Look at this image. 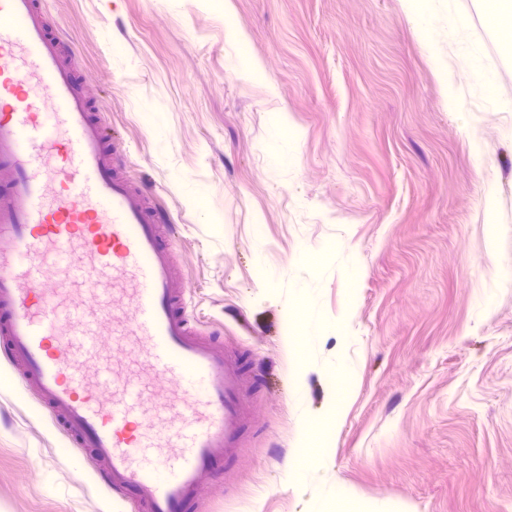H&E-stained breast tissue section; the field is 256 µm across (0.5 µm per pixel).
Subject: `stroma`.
I'll return each mask as SVG.
<instances>
[{"label": "stroma", "mask_w": 512, "mask_h": 512, "mask_svg": "<svg viewBox=\"0 0 512 512\" xmlns=\"http://www.w3.org/2000/svg\"><path fill=\"white\" fill-rule=\"evenodd\" d=\"M42 2L128 174L170 215L188 316L256 376L244 444L196 512H341L349 492L512 512V283L492 277L512 267V33L462 0L510 107L488 111L455 44L452 111L401 0H230L270 91L237 72L204 0L175 14L165 0ZM277 110L297 137L284 173L268 151ZM339 245L351 270L324 261ZM289 308L302 332L317 311L323 352L353 368L343 399L287 350ZM302 411L336 421L314 476L297 467ZM101 467L0 355V512H137L94 483Z\"/></svg>", "instance_id": "stroma-1"}]
</instances>
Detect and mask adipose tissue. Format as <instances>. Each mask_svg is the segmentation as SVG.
<instances>
[{
	"instance_id": "adipose-tissue-1",
	"label": "adipose tissue",
	"mask_w": 512,
	"mask_h": 512,
	"mask_svg": "<svg viewBox=\"0 0 512 512\" xmlns=\"http://www.w3.org/2000/svg\"><path fill=\"white\" fill-rule=\"evenodd\" d=\"M210 9L224 15V36L237 49L236 68L253 82L269 83L263 66L252 56L228 0H206ZM405 14L416 20L417 35L429 50L430 60L444 86H451L453 78L448 70V48L451 34L463 31L465 19L457 0H402Z\"/></svg>"
}]
</instances>
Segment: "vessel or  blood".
<instances>
[{
	"mask_svg": "<svg viewBox=\"0 0 512 512\" xmlns=\"http://www.w3.org/2000/svg\"><path fill=\"white\" fill-rule=\"evenodd\" d=\"M111 140L41 0H0V347L113 494L187 512L242 444L253 379L187 319L165 218ZM107 310L134 369L102 359Z\"/></svg>",
	"mask_w": 512,
	"mask_h": 512,
	"instance_id": "obj_1",
	"label": "vessel or blood"
}]
</instances>
